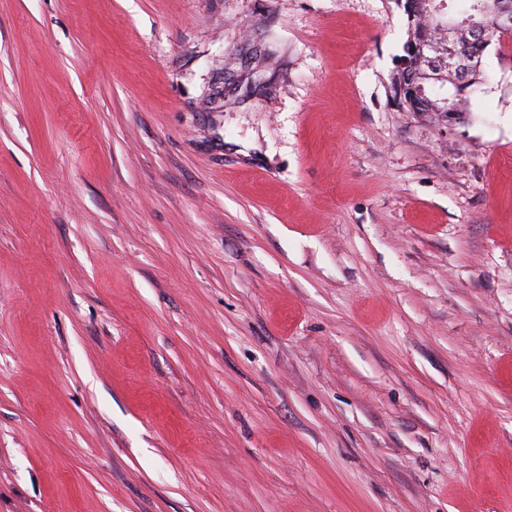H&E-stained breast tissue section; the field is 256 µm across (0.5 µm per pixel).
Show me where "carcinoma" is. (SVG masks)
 <instances>
[{
  "label": "carcinoma",
  "instance_id": "1",
  "mask_svg": "<svg viewBox=\"0 0 512 512\" xmlns=\"http://www.w3.org/2000/svg\"><path fill=\"white\" fill-rule=\"evenodd\" d=\"M416 12L407 14L408 40L406 45L417 44L424 39H436V28L427 20L426 0H415ZM463 17L459 19V29L451 35L460 54L468 59L470 85L479 88L490 82V76L482 67V57L492 42H499L502 36H493L488 41L475 38L464 22L481 17L492 18L502 0H464ZM412 68L397 74L396 80L406 86L402 103L399 107L408 112H444L446 102L451 101L457 108L466 111L467 97H455L452 83L448 81V73L442 72L439 65L428 66L427 61L414 55L411 58Z\"/></svg>",
  "mask_w": 512,
  "mask_h": 512
}]
</instances>
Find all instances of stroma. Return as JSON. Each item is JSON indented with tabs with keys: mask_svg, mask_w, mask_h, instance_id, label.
I'll list each match as a JSON object with an SVG mask.
<instances>
[{
	"mask_svg": "<svg viewBox=\"0 0 512 512\" xmlns=\"http://www.w3.org/2000/svg\"><path fill=\"white\" fill-rule=\"evenodd\" d=\"M401 0H0V512H512V37L406 112Z\"/></svg>",
	"mask_w": 512,
	"mask_h": 512,
	"instance_id": "1",
	"label": "stroma"
}]
</instances>
